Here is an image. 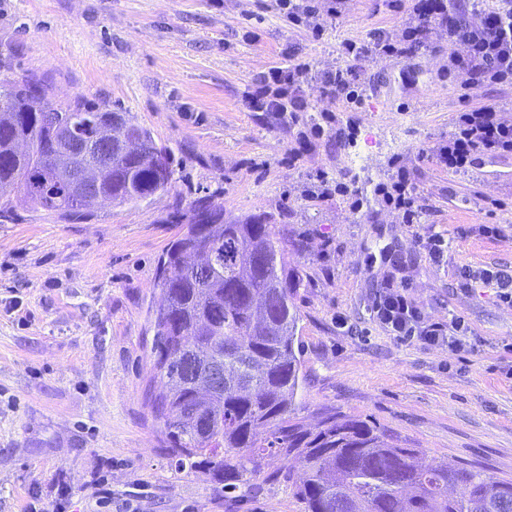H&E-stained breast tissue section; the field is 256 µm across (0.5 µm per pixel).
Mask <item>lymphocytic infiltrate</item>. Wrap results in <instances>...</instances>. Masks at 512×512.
<instances>
[{
	"instance_id": "f902f5d3",
	"label": "lymphocytic infiltrate",
	"mask_w": 512,
	"mask_h": 512,
	"mask_svg": "<svg viewBox=\"0 0 512 512\" xmlns=\"http://www.w3.org/2000/svg\"><path fill=\"white\" fill-rule=\"evenodd\" d=\"M275 5L289 25L316 36L322 34V0H275ZM394 7L406 15L400 37L377 29L364 40L346 41L343 48L350 65L319 78L307 62L272 67L267 78L276 84V91L257 90L250 97V108L296 122L299 112L307 108L304 88L316 78L336 100L358 103L362 87L359 62L401 57L428 47L431 34L437 31L447 35L452 67L464 85L512 84V0H492L488 7L474 11L462 4L451 5L450 0H395ZM506 155L512 156V114L493 103L461 113L447 143L436 151L438 164L451 172L468 170L482 156ZM376 192L400 223L415 226L426 212L406 167H398L386 182L377 185ZM371 316L400 340L444 347L454 354L470 349V327L463 318L445 324L430 321L409 299L405 286L383 288L372 303Z\"/></svg>"
}]
</instances>
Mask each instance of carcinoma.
<instances>
[{"label":"carcinoma","instance_id":"carcinoma-1","mask_svg":"<svg viewBox=\"0 0 512 512\" xmlns=\"http://www.w3.org/2000/svg\"><path fill=\"white\" fill-rule=\"evenodd\" d=\"M114 120L143 149L165 151L128 113L79 95L56 104L41 77L0 56V217L12 212L16 191L35 211L86 215L51 158L66 136H89ZM171 175L169 167L116 154L98 190L113 203H137L165 190ZM203 231L224 254L219 267L187 262ZM300 285L288 237L254 216L226 224L224 210L200 206L168 248L153 322V369L165 384L149 407L178 463L205 465L235 491L265 458L279 457L285 465L277 477L292 484L305 512H512V479L425 463L417 449L364 420L326 413L314 428L300 420L307 382L293 301ZM214 368L224 370V384L202 400L191 376Z\"/></svg>","mask_w":512,"mask_h":512}]
</instances>
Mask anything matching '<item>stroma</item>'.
<instances>
[{
    "instance_id": "35a3bbf8",
    "label": "stroma",
    "mask_w": 512,
    "mask_h": 512,
    "mask_svg": "<svg viewBox=\"0 0 512 512\" xmlns=\"http://www.w3.org/2000/svg\"><path fill=\"white\" fill-rule=\"evenodd\" d=\"M324 32L288 25L274 0H0V53L43 77L53 98L82 95L126 112L168 148L166 191L94 205L62 219L16 201L0 218V512H304L270 460L227 493L203 467L182 468L145 404L153 372L158 262L200 203L286 229L308 383L300 415L322 410L389 429L426 461L512 478V307L495 288H460L459 269L512 268V157L466 173L432 150L460 112L512 107V86L450 79L448 38L365 64L360 106L305 89L297 124L249 108L271 67L346 66L345 40L400 35L391 0H347ZM405 165L442 233L432 261L374 188ZM363 202L310 199L318 176ZM505 227L501 238L485 227ZM403 285L434 322L461 316L475 350L403 342L370 316L378 293Z\"/></svg>"
}]
</instances>
